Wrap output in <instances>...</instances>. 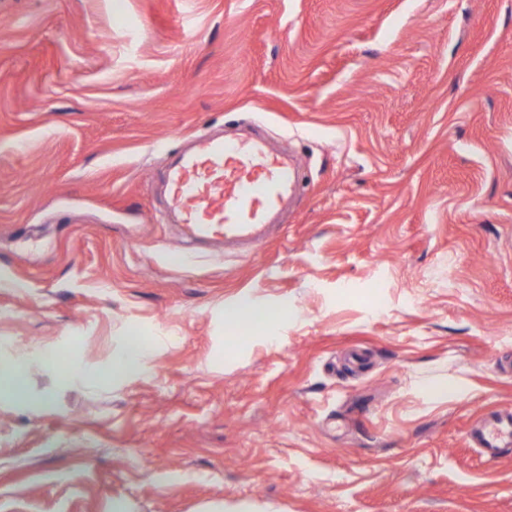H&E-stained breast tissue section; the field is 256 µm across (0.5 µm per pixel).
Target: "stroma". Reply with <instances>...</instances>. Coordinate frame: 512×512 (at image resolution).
<instances>
[{"label": "stroma", "mask_w": 512, "mask_h": 512, "mask_svg": "<svg viewBox=\"0 0 512 512\" xmlns=\"http://www.w3.org/2000/svg\"><path fill=\"white\" fill-rule=\"evenodd\" d=\"M244 120L305 191L191 244L170 159ZM134 333L0 399V512H512V0H0V360ZM145 358V344L139 345L129 339L123 352L112 362V374L115 372L134 370L141 366ZM474 442L489 461L512 450V411L500 410L488 414L473 430Z\"/></svg>", "instance_id": "stroma-1"}]
</instances>
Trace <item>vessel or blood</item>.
Wrapping results in <instances>:
<instances>
[{
    "label": "vessel or blood",
    "instance_id": "b4317fda",
    "mask_svg": "<svg viewBox=\"0 0 512 512\" xmlns=\"http://www.w3.org/2000/svg\"><path fill=\"white\" fill-rule=\"evenodd\" d=\"M166 181L168 210L183 237L253 250L265 243L301 189L288 153L270 150L257 137H196L192 149L169 168ZM473 439L490 461L512 451V411L488 414Z\"/></svg>",
    "mask_w": 512,
    "mask_h": 512
}]
</instances>
